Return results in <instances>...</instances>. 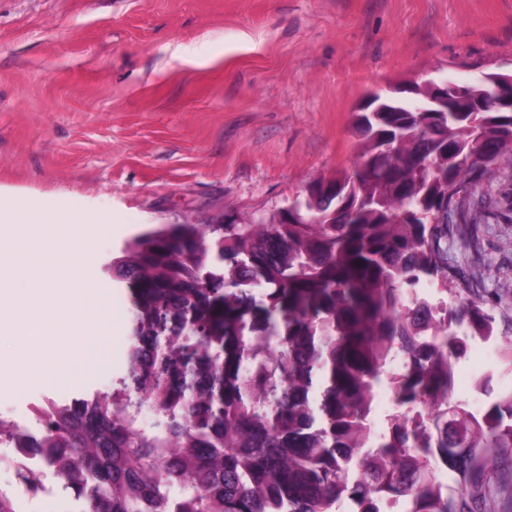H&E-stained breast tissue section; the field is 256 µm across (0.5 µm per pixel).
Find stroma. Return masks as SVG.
I'll return each instance as SVG.
<instances>
[{
  "instance_id": "35a3bbf8",
  "label": "stroma",
  "mask_w": 512,
  "mask_h": 512,
  "mask_svg": "<svg viewBox=\"0 0 512 512\" xmlns=\"http://www.w3.org/2000/svg\"><path fill=\"white\" fill-rule=\"evenodd\" d=\"M512 71V0H0V200L107 218L84 277L115 299L71 375H0V418L112 388L128 297L106 268L162 224L269 216L312 181L351 169L353 114L405 80ZM449 225L448 263L512 336V172L491 168ZM468 341L465 403L512 392L498 358Z\"/></svg>"
}]
</instances>
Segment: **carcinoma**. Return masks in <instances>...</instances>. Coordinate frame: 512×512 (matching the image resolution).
Masks as SVG:
<instances>
[{"mask_svg":"<svg viewBox=\"0 0 512 512\" xmlns=\"http://www.w3.org/2000/svg\"><path fill=\"white\" fill-rule=\"evenodd\" d=\"M503 73L450 81L434 112L409 83L357 112L355 168L307 187L306 215L165 224L128 241L112 279L130 345L112 391L0 418L32 491L51 472L75 512H503L512 391L474 412L454 364L494 318L448 267L466 185L512 169ZM390 384L394 411L376 428ZM448 481H443V478Z\"/></svg>","mask_w":512,"mask_h":512,"instance_id":"cac0c4a2","label":"carcinoma"}]
</instances>
